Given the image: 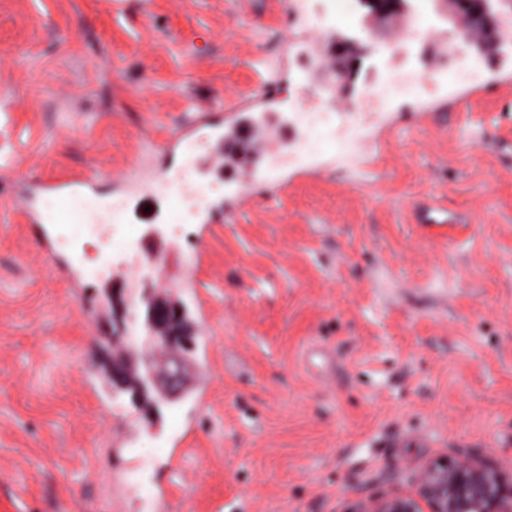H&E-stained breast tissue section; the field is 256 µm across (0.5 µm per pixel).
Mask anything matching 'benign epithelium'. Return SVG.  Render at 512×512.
<instances>
[{
  "instance_id": "benign-epithelium-1",
  "label": "benign epithelium",
  "mask_w": 512,
  "mask_h": 512,
  "mask_svg": "<svg viewBox=\"0 0 512 512\" xmlns=\"http://www.w3.org/2000/svg\"><path fill=\"white\" fill-rule=\"evenodd\" d=\"M448 19L465 14L478 22L486 35L497 29V15L484 0H443ZM373 15L397 19L405 6L399 0H373ZM143 328L148 339L163 349L168 370L162 381L156 380L152 353L143 351L144 372L149 381L161 387L162 399L172 401L182 389L192 334L183 308L151 292L142 297ZM112 334L134 340L124 322L126 304L120 291L112 290ZM416 492L394 493L362 500L353 512H512V474L496 464L479 461L468 454L442 459L422 469L415 477Z\"/></svg>"
}]
</instances>
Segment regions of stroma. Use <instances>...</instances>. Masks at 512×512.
Listing matches in <instances>:
<instances>
[{
  "label": "stroma",
  "mask_w": 512,
  "mask_h": 512,
  "mask_svg": "<svg viewBox=\"0 0 512 512\" xmlns=\"http://www.w3.org/2000/svg\"><path fill=\"white\" fill-rule=\"evenodd\" d=\"M291 2L0 0V512H349L442 456L512 471V57L387 98L375 181L359 143L322 130L309 164L223 223L116 205L191 108L255 82L254 60L287 104L325 109ZM310 3L366 39L360 0ZM73 169L96 183L62 223L9 208L17 178ZM436 199L447 223H421ZM93 209L114 234L70 218ZM112 287L188 312L180 398L105 377Z\"/></svg>",
  "instance_id": "1"
}]
</instances>
